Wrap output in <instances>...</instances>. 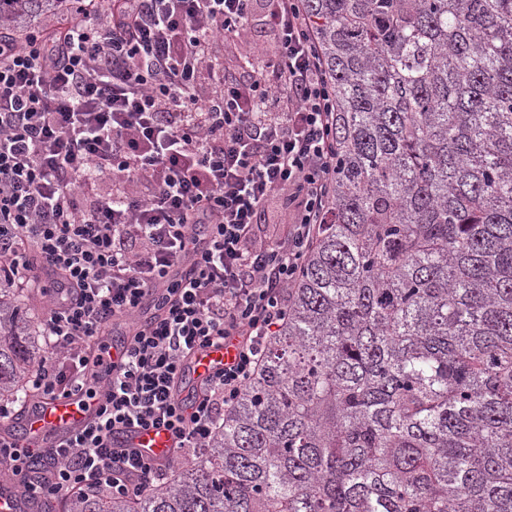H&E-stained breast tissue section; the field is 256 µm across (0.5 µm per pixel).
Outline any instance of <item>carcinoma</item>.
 <instances>
[{"mask_svg":"<svg viewBox=\"0 0 512 512\" xmlns=\"http://www.w3.org/2000/svg\"><path fill=\"white\" fill-rule=\"evenodd\" d=\"M71 0H0V26ZM336 102L329 217L210 448L56 512H512V0H305ZM38 288L0 290V427Z\"/></svg>","mask_w":512,"mask_h":512,"instance_id":"1","label":"carcinoma"}]
</instances>
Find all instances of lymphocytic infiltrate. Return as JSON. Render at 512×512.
I'll return each instance as SVG.
<instances>
[{
	"instance_id": "1",
	"label": "lymphocytic infiltrate",
	"mask_w": 512,
	"mask_h": 512,
	"mask_svg": "<svg viewBox=\"0 0 512 512\" xmlns=\"http://www.w3.org/2000/svg\"><path fill=\"white\" fill-rule=\"evenodd\" d=\"M278 50L265 74L229 81L214 48L250 45L255 0H74L56 27L0 36V288L52 276L42 397L86 385L88 343L132 316L94 424L43 452L25 484L39 512L75 489L124 498L170 464L109 448L114 427L163 426L175 455L208 448L288 317L289 290L336 172V103L304 0H265ZM280 196L286 235L259 242ZM236 340L234 361L191 400L173 390L190 352Z\"/></svg>"
}]
</instances>
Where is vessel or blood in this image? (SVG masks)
Instances as JSON below:
<instances>
[{"instance_id": "b4317fda", "label": "vessel or blood", "mask_w": 512, "mask_h": 512, "mask_svg": "<svg viewBox=\"0 0 512 512\" xmlns=\"http://www.w3.org/2000/svg\"><path fill=\"white\" fill-rule=\"evenodd\" d=\"M235 353L234 346L221 342L194 351L179 379L180 398H188L193 387L214 368L231 361ZM103 401V396L90 399L82 394L41 399L29 408L23 431L16 440L33 449L60 446L95 420ZM108 442L117 448L139 449L162 462L168 460L169 450L175 445L172 433L163 427L149 430L118 427L110 433ZM34 509V503L15 488L13 481L0 480V512H34Z\"/></svg>"}]
</instances>
